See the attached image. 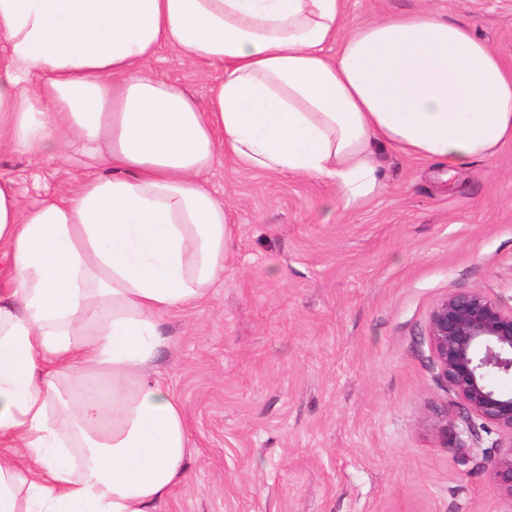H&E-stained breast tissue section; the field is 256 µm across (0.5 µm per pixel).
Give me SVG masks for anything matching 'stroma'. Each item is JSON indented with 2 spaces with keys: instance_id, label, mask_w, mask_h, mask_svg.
Listing matches in <instances>:
<instances>
[{
  "instance_id": "stroma-1",
  "label": "stroma",
  "mask_w": 512,
  "mask_h": 512,
  "mask_svg": "<svg viewBox=\"0 0 512 512\" xmlns=\"http://www.w3.org/2000/svg\"><path fill=\"white\" fill-rule=\"evenodd\" d=\"M512 64V0H433ZM160 77L206 103L216 68L160 49ZM382 192L328 214L332 187L226 157L204 175L232 238L211 298L162 320L155 369L189 431L161 512H512L465 437L425 336L448 293L512 308V145L455 172L379 149ZM0 151L26 203L95 172Z\"/></svg>"
}]
</instances>
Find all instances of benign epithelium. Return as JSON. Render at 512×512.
Listing matches in <instances>:
<instances>
[{
	"mask_svg": "<svg viewBox=\"0 0 512 512\" xmlns=\"http://www.w3.org/2000/svg\"><path fill=\"white\" fill-rule=\"evenodd\" d=\"M427 336L438 377L457 399L461 433L475 443L492 428L509 436L484 457V468L512 497V387L490 382L493 375L512 380V309L479 290L451 292L434 308Z\"/></svg>",
	"mask_w": 512,
	"mask_h": 512,
	"instance_id": "benign-epithelium-1",
	"label": "benign epithelium"
}]
</instances>
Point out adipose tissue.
Here are the masks:
<instances>
[{
  "label": "adipose tissue",
  "mask_w": 512,
  "mask_h": 512,
  "mask_svg": "<svg viewBox=\"0 0 512 512\" xmlns=\"http://www.w3.org/2000/svg\"><path fill=\"white\" fill-rule=\"evenodd\" d=\"M347 0H0V148L99 160L23 204L0 178V512H159L188 432L151 373L163 315L224 271V153L382 189L388 146L455 170L512 144V66L423 8L349 23ZM218 66L206 105L149 67L161 47Z\"/></svg>",
  "instance_id": "obj_1"
}]
</instances>
